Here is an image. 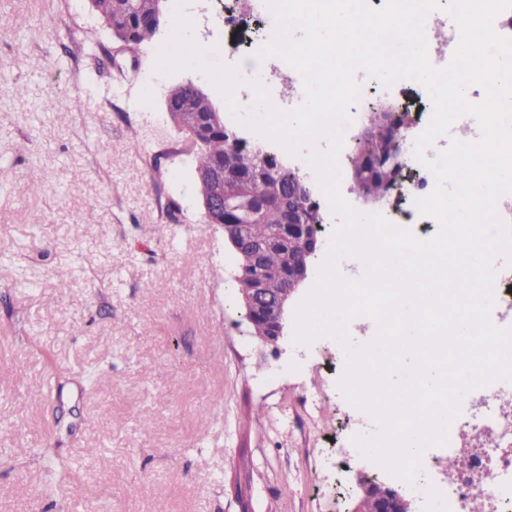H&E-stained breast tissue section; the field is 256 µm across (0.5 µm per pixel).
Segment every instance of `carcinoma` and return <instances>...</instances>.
Segmentation results:
<instances>
[{
	"instance_id": "carcinoma-1",
	"label": "carcinoma",
	"mask_w": 512,
	"mask_h": 512,
	"mask_svg": "<svg viewBox=\"0 0 512 512\" xmlns=\"http://www.w3.org/2000/svg\"><path fill=\"white\" fill-rule=\"evenodd\" d=\"M91 8L105 21L116 40L142 44L156 36L152 20L135 6L122 23L114 20L112 0H92ZM393 110L390 100L377 97L369 101L365 110L369 132L355 137L351 146L350 162L354 174H359L365 160L393 147L392 142L378 131L377 118L374 117L378 112ZM203 141L204 144L195 152L196 169L208 170L225 163L236 173L248 177L247 191L228 197L225 207L235 213L236 223L240 224L239 236L268 244L258 273L266 277L261 305H272L288 289V279L278 276L277 272L288 270L293 261L303 258L301 236L296 235L286 242L277 238V231L286 223L288 216L278 199H288V189L294 184V176L278 157H268L262 149L235 138L232 129L226 125L211 129ZM261 198L268 199L266 207L256 215L251 214L252 201Z\"/></svg>"
}]
</instances>
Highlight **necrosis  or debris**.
<instances>
[{
	"instance_id": "1",
	"label": "necrosis or debris",
	"mask_w": 512,
	"mask_h": 512,
	"mask_svg": "<svg viewBox=\"0 0 512 512\" xmlns=\"http://www.w3.org/2000/svg\"><path fill=\"white\" fill-rule=\"evenodd\" d=\"M426 53L429 63L438 69L452 61L460 34L454 18L438 8L428 15L424 25ZM273 28H264L260 37L248 39L245 54L259 58L260 67L240 77L233 90L237 112H225L228 127L240 124L249 116L250 103L258 88H265L276 110L289 111L299 106L303 96L298 88L304 83L299 71L278 56L260 57V50L272 39ZM292 82L296 93H280L283 81ZM415 137L403 136L398 142L399 155L405 169L417 172L419 178L409 185H400L390 195L383 210L384 216L399 227L409 228L422 239L432 237L438 223L420 216L415 199L429 195L436 187V178L425 162L415 155ZM512 393V383L494 381L470 391L461 406V413L452 423L446 447H433L423 452L421 473L410 490L428 503V512H467L473 500H480L484 512H512V411L502 408L506 393ZM485 437L480 448L461 447L465 436ZM458 459L454 470L444 469L443 457Z\"/></svg>"
}]
</instances>
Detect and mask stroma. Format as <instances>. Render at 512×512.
Listing matches in <instances>:
<instances>
[{"instance_id":"1","label":"stroma","mask_w":512,"mask_h":512,"mask_svg":"<svg viewBox=\"0 0 512 512\" xmlns=\"http://www.w3.org/2000/svg\"><path fill=\"white\" fill-rule=\"evenodd\" d=\"M173 14L123 50L87 0H0V512H351L386 476L322 468L360 418L335 339L251 336L191 145L144 120L188 80L223 99L193 68L142 85Z\"/></svg>"}]
</instances>
